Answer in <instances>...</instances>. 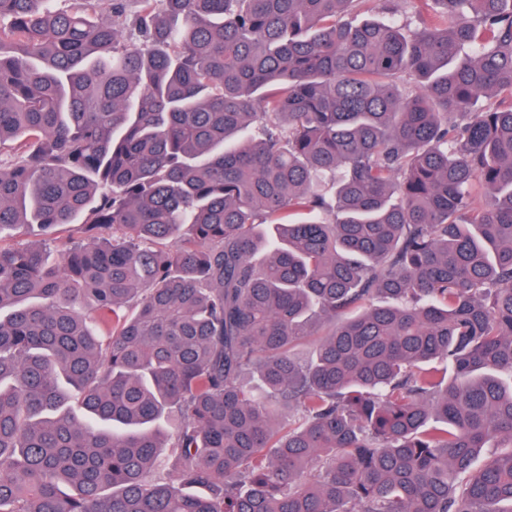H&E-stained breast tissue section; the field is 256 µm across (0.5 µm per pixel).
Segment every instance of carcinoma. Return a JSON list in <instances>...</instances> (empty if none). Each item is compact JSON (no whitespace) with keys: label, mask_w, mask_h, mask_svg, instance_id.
Here are the masks:
<instances>
[{"label":"carcinoma","mask_w":512,"mask_h":512,"mask_svg":"<svg viewBox=\"0 0 512 512\" xmlns=\"http://www.w3.org/2000/svg\"><path fill=\"white\" fill-rule=\"evenodd\" d=\"M101 2L0 0V512H512V0Z\"/></svg>","instance_id":"cac0c4a2"}]
</instances>
